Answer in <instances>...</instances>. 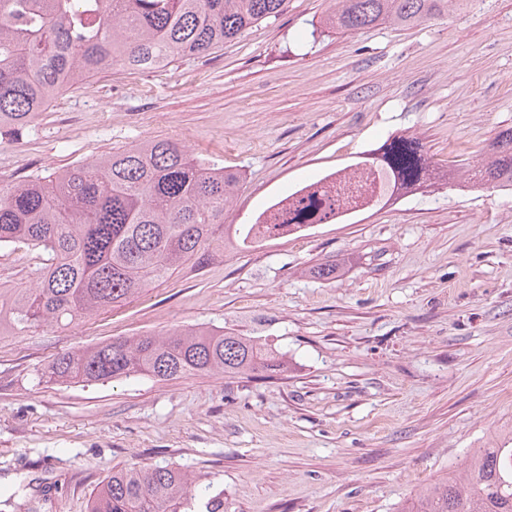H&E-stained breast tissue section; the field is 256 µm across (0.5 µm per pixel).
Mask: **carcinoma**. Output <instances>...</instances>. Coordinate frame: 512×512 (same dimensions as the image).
Masks as SVG:
<instances>
[{"label":"carcinoma","instance_id":"carcinoma-1","mask_svg":"<svg viewBox=\"0 0 512 512\" xmlns=\"http://www.w3.org/2000/svg\"><path fill=\"white\" fill-rule=\"evenodd\" d=\"M311 36L390 24L418 26L472 0H330ZM288 0H0V125L26 124L65 81L85 83L116 69L147 72L185 57L205 58L253 25L281 16ZM371 185L363 205L439 184L512 191V129L485 158L459 172L436 164L416 139L398 135L344 168ZM241 174L194 157L172 140H147L45 177L0 180V246L23 243L45 259L32 287L0 288V333L75 325L124 305L213 253L261 239L259 219L228 224ZM288 211L270 213L265 233L341 224L357 197L335 185L287 192ZM288 364L267 344L203 327L98 342L57 356L39 375L60 384L148 376L257 377ZM88 512H224V493L190 481L173 465L132 464L112 473ZM398 512H512V447L474 448Z\"/></svg>","mask_w":512,"mask_h":512}]
</instances>
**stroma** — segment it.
<instances>
[{
    "label": "stroma",
    "mask_w": 512,
    "mask_h": 512,
    "mask_svg": "<svg viewBox=\"0 0 512 512\" xmlns=\"http://www.w3.org/2000/svg\"><path fill=\"white\" fill-rule=\"evenodd\" d=\"M329 0H288L204 59L116 70L0 125V178L48 174L147 139L240 172L229 223L395 135L443 166L475 164L512 128V0L409 29L312 41ZM332 260L336 276L310 267ZM38 250L0 248V283L31 284ZM272 344L261 379L146 376L59 385L58 354L178 326ZM512 437V191L447 186L344 224L217 253L66 329L0 336V499L87 512L112 468L178 466L224 512H397Z\"/></svg>",
    "instance_id": "stroma-1"
}]
</instances>
